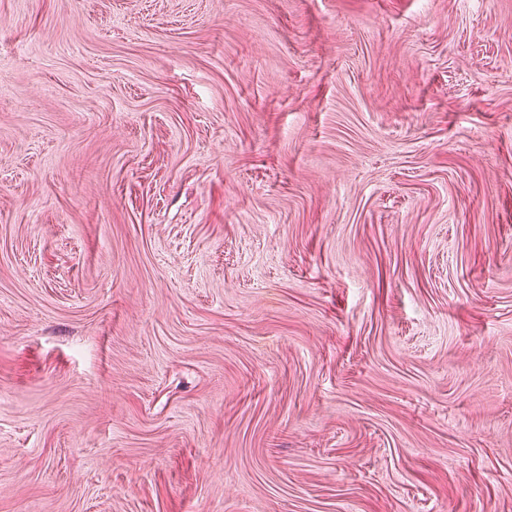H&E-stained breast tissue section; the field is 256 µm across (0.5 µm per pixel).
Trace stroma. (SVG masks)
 Returning a JSON list of instances; mask_svg holds the SVG:
<instances>
[{
    "instance_id": "1",
    "label": "stroma",
    "mask_w": 512,
    "mask_h": 512,
    "mask_svg": "<svg viewBox=\"0 0 512 512\" xmlns=\"http://www.w3.org/2000/svg\"><path fill=\"white\" fill-rule=\"evenodd\" d=\"M0 512H512V0H0Z\"/></svg>"
}]
</instances>
